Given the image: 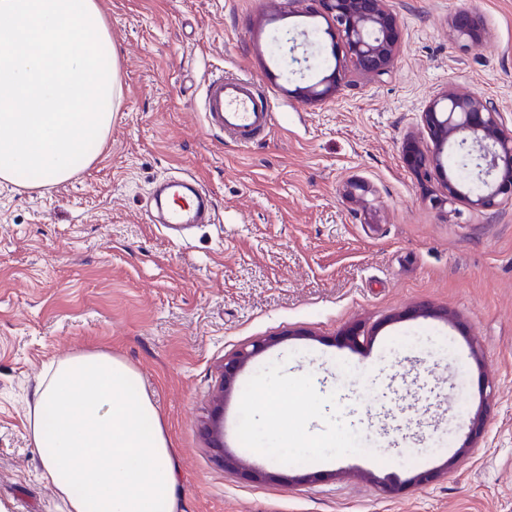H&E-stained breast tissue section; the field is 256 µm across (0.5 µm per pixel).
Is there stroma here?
Returning a JSON list of instances; mask_svg holds the SVG:
<instances>
[{"label": "stroma", "mask_w": 512, "mask_h": 512, "mask_svg": "<svg viewBox=\"0 0 512 512\" xmlns=\"http://www.w3.org/2000/svg\"><path fill=\"white\" fill-rule=\"evenodd\" d=\"M100 4L121 92L103 150L67 182L0 186V512H64L29 414L51 363L92 352L138 373L177 512H512V203L434 208L441 177L402 152L435 151L420 114L450 84L512 128V0H384L402 48L380 77L335 61L315 0ZM461 9L483 41L450 38ZM276 37L316 67L286 75ZM336 68L335 94L297 98ZM218 72L269 97L263 140L205 130ZM182 170L215 223H150ZM264 336L221 401L225 452L272 475L255 483L215 464L205 426L225 356Z\"/></svg>", "instance_id": "stroma-1"}]
</instances>
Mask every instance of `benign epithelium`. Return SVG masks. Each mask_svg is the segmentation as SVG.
Here are the masks:
<instances>
[{"instance_id": "7a95c632", "label": "benign epithelium", "mask_w": 512, "mask_h": 512, "mask_svg": "<svg viewBox=\"0 0 512 512\" xmlns=\"http://www.w3.org/2000/svg\"><path fill=\"white\" fill-rule=\"evenodd\" d=\"M321 9L332 18L335 34L341 40L345 56L358 71L383 75L399 50L398 23L383 4V0H317ZM451 36L456 40L478 41L484 33L481 17L462 9L450 21ZM336 73L299 90L303 102L322 98L337 89ZM420 121L427 135L438 146V151L427 154L414 140L403 147L405 160L416 176L428 179L436 172L443 177L444 191L429 198L431 205L440 208L459 200L482 209L494 210L504 200H512V129L499 119L494 100L479 95H462L448 86L435 96L423 112ZM470 156L476 164L483 190L473 193L446 175L443 152L445 147ZM279 343L276 336H265L245 345L224 358V370L217 405L232 390L240 370L256 355ZM212 438L214 461L226 470L247 472L254 482L271 475L248 468L223 451V423L211 418L206 426Z\"/></svg>"}]
</instances>
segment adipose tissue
<instances>
[{
  "instance_id": "1",
  "label": "adipose tissue",
  "mask_w": 512,
  "mask_h": 512,
  "mask_svg": "<svg viewBox=\"0 0 512 512\" xmlns=\"http://www.w3.org/2000/svg\"><path fill=\"white\" fill-rule=\"evenodd\" d=\"M31 434L65 512H176L178 467L138 374L88 353L39 387Z\"/></svg>"
}]
</instances>
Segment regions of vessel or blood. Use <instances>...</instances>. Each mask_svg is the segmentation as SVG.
<instances>
[{
    "label": "vessel or blood",
    "instance_id": "obj_1",
    "mask_svg": "<svg viewBox=\"0 0 512 512\" xmlns=\"http://www.w3.org/2000/svg\"><path fill=\"white\" fill-rule=\"evenodd\" d=\"M204 123L246 145L257 142L272 125V113L258 84L251 79L212 77L205 90ZM156 205L163 222L179 229L190 224H212L216 214L199 178L191 173L169 177L160 185Z\"/></svg>",
    "mask_w": 512,
    "mask_h": 512
}]
</instances>
